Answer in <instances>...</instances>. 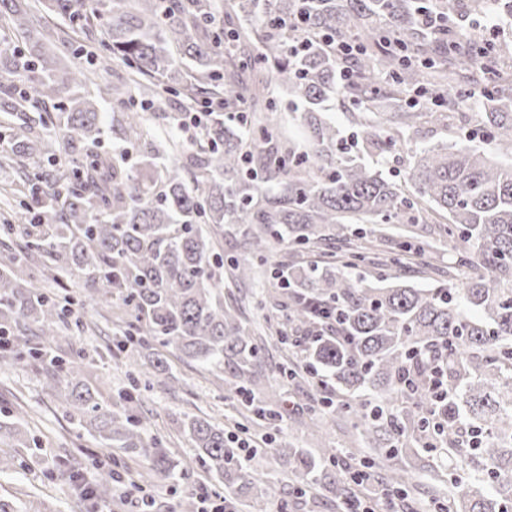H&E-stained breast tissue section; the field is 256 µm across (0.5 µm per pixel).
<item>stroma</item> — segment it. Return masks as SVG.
<instances>
[{
	"mask_svg": "<svg viewBox=\"0 0 512 512\" xmlns=\"http://www.w3.org/2000/svg\"><path fill=\"white\" fill-rule=\"evenodd\" d=\"M478 105H471L467 115L452 114L442 122L423 121L412 147H426L458 139L463 127L476 119ZM104 306L86 308L82 314L84 331L77 345L87 356L85 376L97 390L104 405H115L118 394L129 385V365L113 357L110 347L115 341L116 326L106 321ZM120 315V308L110 310ZM168 361L177 380L164 384L152 378L150 386L141 387L140 410L150 420V431L161 440L183 476L172 480L150 474L148 461L141 456L106 449L83 433L58 398L48 391L50 370L45 366L19 368L12 366L8 355H0V417L22 416L30 436L42 445L40 462H33L29 449L16 448L14 470L0 474V493L14 494L31 504L34 512H91L79 504L78 492L67 481L68 475H83L86 481H97L103 470H110L114 496L110 512H172L185 489H193L198 497L222 495L211 474L202 465L180 425L188 413H195L238 432L240 438L255 439L267 432L260 419L247 422L246 430L236 428L248 408L240 400L228 397L221 373L202 369L193 362L169 354ZM260 400L282 407L284 420L276 441L281 445L320 451L323 448H345L351 440L350 423L336 420L323 423L320 432H312L306 416L313 399L312 390L304 383L282 386L267 379Z\"/></svg>",
	"mask_w": 512,
	"mask_h": 512,
	"instance_id": "obj_1",
	"label": "stroma"
}]
</instances>
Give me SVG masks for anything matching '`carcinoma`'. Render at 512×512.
Listing matches in <instances>:
<instances>
[{
    "instance_id": "1",
    "label": "carcinoma",
    "mask_w": 512,
    "mask_h": 512,
    "mask_svg": "<svg viewBox=\"0 0 512 512\" xmlns=\"http://www.w3.org/2000/svg\"><path fill=\"white\" fill-rule=\"evenodd\" d=\"M38 2L37 17L20 0H0V29L24 41L0 52V112L13 120V149L0 168L25 165L33 139L54 167L26 175L20 210L0 224V234L26 238L0 259V336L37 328L32 339H10L28 347L13 364L30 358L55 369L48 387L102 447L131 450L155 473L174 475L177 464L135 414L139 401L127 392L119 410L102 405L82 379L81 351L59 355L82 325L70 320L74 302L41 282L64 272L87 286L82 305L114 300L129 310L115 348L133 366L152 349L151 372L176 382L157 351L172 349L223 373L228 391L269 425L283 414L256 402L254 390L268 371L283 384L299 378L328 393L311 424L347 420L356 440L384 451L387 487L406 491L415 449L437 447L455 470L480 475L450 479L448 506L437 512H512V78L502 68L512 40L445 38L448 18L480 0H232L241 21L226 28L215 0ZM52 16L75 34L95 31L99 53L124 67L112 112L82 93L90 71H61L59 34L45 22ZM338 44L358 46L345 79ZM478 83L481 112L467 139L413 150L396 175L354 153L384 160L423 116L468 107ZM283 88L302 109V143L263 117ZM134 89L155 112L130 109ZM410 90L419 100L407 105ZM166 94L186 108H214L206 137L190 149L149 132L152 119L178 124L180 113L163 111ZM336 98L350 111L351 143L325 116ZM105 127L138 151L136 165L98 150ZM420 220L453 243L448 268L425 260L433 240ZM226 233L246 253L227 266L215 246ZM282 243H339L342 266L371 265L380 285L349 279L334 251L274 268L291 301L288 323L307 334L276 331L303 360L269 369L266 340L243 324L238 302L224 303V280L254 279L248 256L264 260ZM406 249L422 257L429 287L389 273L403 269ZM183 432L241 507L268 512L282 503L284 484L257 478L224 428L188 413ZM4 438L30 447L13 423L0 422ZM277 453L289 485H320L341 509L355 500L347 480L326 470L343 450ZM112 496L110 477L92 488L100 503Z\"/></svg>"
}]
</instances>
